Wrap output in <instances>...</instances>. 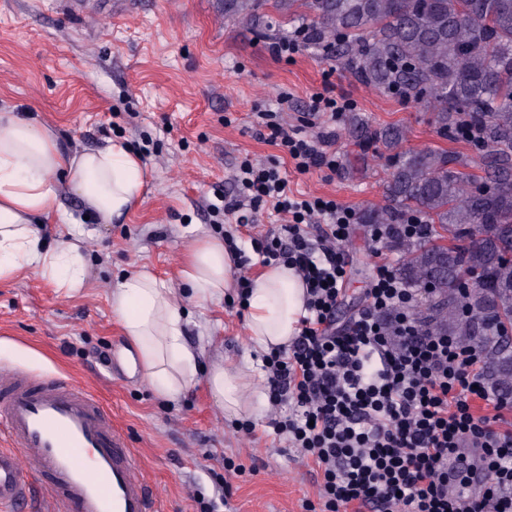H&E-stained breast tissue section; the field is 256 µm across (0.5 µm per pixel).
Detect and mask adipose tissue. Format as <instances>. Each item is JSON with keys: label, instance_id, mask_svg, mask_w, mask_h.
Instances as JSON below:
<instances>
[{"label": "adipose tissue", "instance_id": "1", "mask_svg": "<svg viewBox=\"0 0 512 512\" xmlns=\"http://www.w3.org/2000/svg\"><path fill=\"white\" fill-rule=\"evenodd\" d=\"M138 154L112 144L90 152L63 150L53 127L12 112L0 113V281L25 269L39 272L56 287L76 293L88 285L81 248L85 229L74 223L66 238L43 244L37 225L59 215L62 190L81 196L88 216L109 224L127 215L145 184ZM236 255L217 236L198 235L180 268L182 284L199 306L222 299L232 283ZM306 288L293 269L264 266L246 300L248 327L262 351L287 346L305 313ZM112 312L134 348L143 374L156 393L178 398L195 380L199 352L185 340L187 321L171 283L148 268L120 279ZM252 363L211 369L207 379L227 413L249 406Z\"/></svg>", "mask_w": 512, "mask_h": 512}]
</instances>
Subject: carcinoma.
I'll return each instance as SVG.
<instances>
[{
    "mask_svg": "<svg viewBox=\"0 0 512 512\" xmlns=\"http://www.w3.org/2000/svg\"><path fill=\"white\" fill-rule=\"evenodd\" d=\"M361 84L420 107L437 135L475 132V155L408 145L407 127L350 120L355 141L391 159L383 203L362 224L418 217L448 244L398 243L399 278L430 288L427 327L486 348L488 382L512 391V0H224L255 21L267 2ZM477 163L484 176L469 172Z\"/></svg>",
    "mask_w": 512,
    "mask_h": 512,
    "instance_id": "1",
    "label": "carcinoma"
}]
</instances>
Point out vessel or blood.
<instances>
[{"label": "vessel or blood", "mask_w": 512, "mask_h": 512, "mask_svg": "<svg viewBox=\"0 0 512 512\" xmlns=\"http://www.w3.org/2000/svg\"><path fill=\"white\" fill-rule=\"evenodd\" d=\"M0 435V512H152L125 434L70 378L1 370Z\"/></svg>", "instance_id": "obj_1"}]
</instances>
